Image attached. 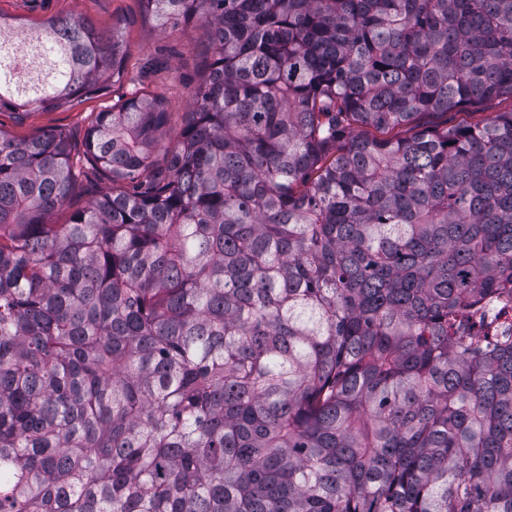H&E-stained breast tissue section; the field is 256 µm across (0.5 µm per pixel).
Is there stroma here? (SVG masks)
<instances>
[{
    "label": "stroma",
    "instance_id": "stroma-1",
    "mask_svg": "<svg viewBox=\"0 0 512 512\" xmlns=\"http://www.w3.org/2000/svg\"><path fill=\"white\" fill-rule=\"evenodd\" d=\"M79 15L99 28L123 22L126 60L120 76L114 77L106 94L86 97L80 104L36 110L24 120H15L8 110L0 111V131L18 138L48 127L69 133L74 148H81L93 113L119 97L142 90L159 96L170 114L160 148L155 153L158 167H165L177 144L192 90L203 79L210 59L209 33L201 26L159 28L143 14L140 0H0V17L15 23L42 22L55 16ZM512 99L499 98L477 107H466L448 115H426V124L481 125L496 113L511 112Z\"/></svg>",
    "mask_w": 512,
    "mask_h": 512
}]
</instances>
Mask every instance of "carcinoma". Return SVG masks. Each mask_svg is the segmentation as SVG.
Returning <instances> with one entry per match:
<instances>
[{"instance_id": "obj_1", "label": "carcinoma", "mask_w": 512, "mask_h": 512, "mask_svg": "<svg viewBox=\"0 0 512 512\" xmlns=\"http://www.w3.org/2000/svg\"><path fill=\"white\" fill-rule=\"evenodd\" d=\"M141 2L210 33L164 171L146 92L0 132V512H512V111L393 135L512 98V0ZM125 56L0 17V109ZM512 99L499 98L488 101L478 107H466L459 111L448 112L447 115H426L419 119V123L446 126L456 125L460 123L471 125H482L492 119L497 112H511ZM84 171L86 173L81 179L82 190L71 199L63 210L54 216L53 221L55 223L63 224L72 210L87 205L92 198L98 197L110 190L111 184L101 174L93 171L90 166L84 168Z\"/></svg>"}]
</instances>
